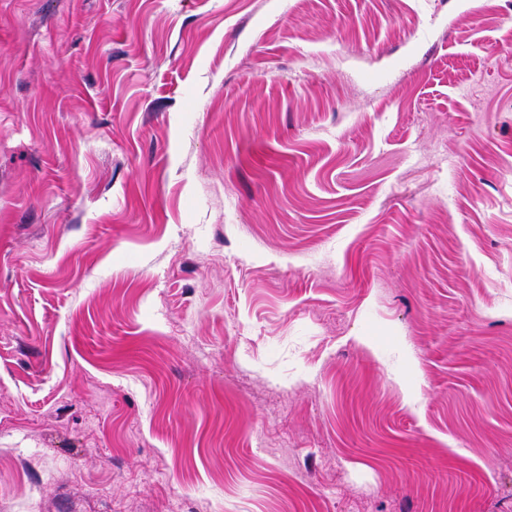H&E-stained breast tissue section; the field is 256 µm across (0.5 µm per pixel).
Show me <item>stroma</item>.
<instances>
[{
  "label": "stroma",
  "mask_w": 512,
  "mask_h": 512,
  "mask_svg": "<svg viewBox=\"0 0 512 512\" xmlns=\"http://www.w3.org/2000/svg\"><path fill=\"white\" fill-rule=\"evenodd\" d=\"M0 512H512V0H0Z\"/></svg>",
  "instance_id": "1"
}]
</instances>
